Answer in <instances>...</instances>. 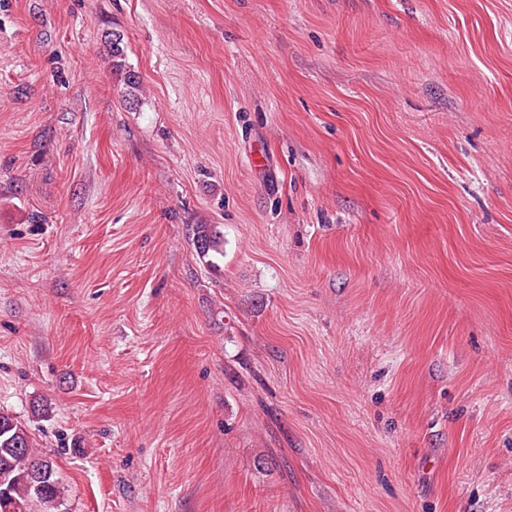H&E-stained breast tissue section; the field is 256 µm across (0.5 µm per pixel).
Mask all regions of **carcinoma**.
Returning a JSON list of instances; mask_svg holds the SVG:
<instances>
[{
    "label": "carcinoma",
    "mask_w": 512,
    "mask_h": 512,
    "mask_svg": "<svg viewBox=\"0 0 512 512\" xmlns=\"http://www.w3.org/2000/svg\"><path fill=\"white\" fill-rule=\"evenodd\" d=\"M112 70L124 76L129 92L138 88L136 76L125 71L121 35H112ZM191 242L197 255L208 258L224 253V234L219 224L191 225ZM63 487L54 475L53 463L36 448L28 430L7 411L0 410V512H31L33 503L60 502Z\"/></svg>",
    "instance_id": "cac0c4a2"
}]
</instances>
